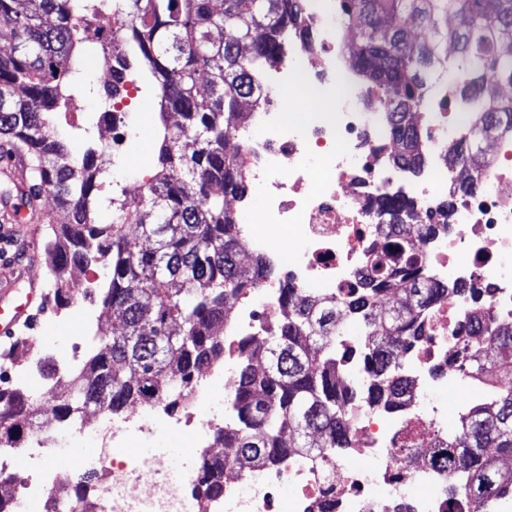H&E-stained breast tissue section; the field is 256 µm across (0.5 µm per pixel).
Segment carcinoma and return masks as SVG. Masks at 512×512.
<instances>
[{
  "mask_svg": "<svg viewBox=\"0 0 512 512\" xmlns=\"http://www.w3.org/2000/svg\"><path fill=\"white\" fill-rule=\"evenodd\" d=\"M116 0H0V143L25 149L31 164L21 198L44 193L69 220L50 243L48 286L62 308L75 297L102 295L104 317L119 312L120 335L97 334L90 355L73 376L55 409L58 418L81 416L90 407L118 413L130 404L178 406L204 365L224 360L220 330L233 305L274 270L257 258L238 264L246 252L228 197L246 195L247 169L224 141L246 119L241 103L258 99L259 75L282 58L288 30L307 34L303 0H125V27L102 49L112 80L100 85L107 102L125 86L130 61L142 60L159 98L164 127L155 173L133 202L112 203V223L98 225L102 184L95 152L76 158L56 131L58 113L77 100L79 52L92 48V21L112 14ZM338 14L351 38L344 42L350 70L375 94L393 98L390 118L397 151L392 162L416 172L422 127L412 118L429 111L430 77L442 48L453 45L444 77L452 97L489 135L512 131V0H338ZM431 31L419 41L406 22ZM210 92L200 94V72ZM180 122L169 124L170 113ZM471 140L448 142V157L471 169L468 185L484 170L471 162ZM393 219L386 253L350 289V313L366 342L344 348V313L319 303L288 282L280 283L287 309L277 327L258 341L239 342L236 387L229 398L237 423L215 435L236 449L231 463L203 458L197 491L224 494V481L244 471L279 463L291 452L347 448L346 414L367 405L398 409L410 395L406 355L427 339L425 311L448 294L427 283L417 246L402 217L410 206L384 202ZM138 217L143 247L125 230L128 212ZM75 267L100 261L108 281L83 288L69 279L59 258ZM393 297L385 312L374 300ZM449 345V359L474 394L459 411L452 436L434 439L433 457L448 459L449 495L469 506L512 498V320L488 311L481 290L470 289ZM363 362L360 380L346 377L347 363ZM38 396L0 389V445L15 444L34 425Z\"/></svg>",
  "mask_w": 512,
  "mask_h": 512,
  "instance_id": "carcinoma-1",
  "label": "carcinoma"
}]
</instances>
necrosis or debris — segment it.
<instances>
[{"label": "necrosis or debris", "instance_id": "1", "mask_svg": "<svg viewBox=\"0 0 512 512\" xmlns=\"http://www.w3.org/2000/svg\"><path fill=\"white\" fill-rule=\"evenodd\" d=\"M306 37L288 36L289 55H308L307 65L292 70L272 67L260 80L266 94L243 126L230 135L262 195L260 211L242 232L252 256L279 267L289 282L316 298L345 302L369 257L384 253L385 238L376 229L384 216V198L409 202L412 224L434 227L418 239L426 274L436 281L454 279L488 288L490 311L512 315V137L494 138L493 160L485 176L494 193L481 187L463 190L461 166L449 163V139L468 132L459 113L425 114L427 155L421 170L405 175L390 159L392 134L379 117L382 99L350 80L341 68L344 31L335 18L309 15ZM326 93L332 107L304 121L288 119L276 89L293 76ZM295 239L292 250L278 246L283 235ZM465 305L455 296L435 303L426 321L429 340L409 354L407 366L415 382L414 402L400 410L353 409L348 431L351 445L320 456H294L278 465L226 481L224 495L211 502L196 497L191 472H171L159 457L134 453L132 436L146 439L157 431L220 430L222 419L199 421L193 405L213 394H231L234 356L224 365L208 367L181 408L165 403L134 406L122 418L99 413L94 421L55 420L53 387L69 378L83 358L79 340L54 359L55 373L40 386L42 412L54 423L28 434L12 448L0 447V481L14 494L6 512H276L282 486L297 489L288 512H319L326 499L336 512H453L448 496V465L411 458L402 452L407 442L427 447L437 424L445 422V407L429 402L433 389L457 393L460 378L448 370V336ZM279 285L257 288L255 303L237 310L236 334L229 345L266 335L281 314ZM95 443L94 457L81 444ZM66 457V469L53 473L46 459ZM96 468L100 478L85 494L56 495L71 473ZM419 486L423 495H412Z\"/></svg>", "mask_w": 512, "mask_h": 512}]
</instances>
